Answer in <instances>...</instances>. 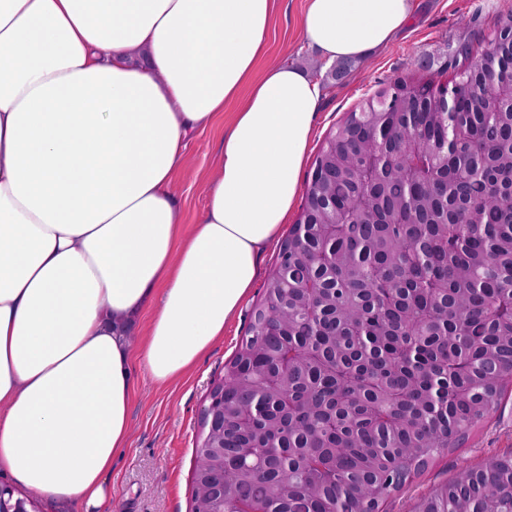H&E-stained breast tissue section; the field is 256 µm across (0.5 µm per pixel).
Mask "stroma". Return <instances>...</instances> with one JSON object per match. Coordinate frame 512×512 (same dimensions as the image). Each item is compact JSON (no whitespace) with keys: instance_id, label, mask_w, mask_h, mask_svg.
<instances>
[{"instance_id":"obj_1","label":"stroma","mask_w":512,"mask_h":512,"mask_svg":"<svg viewBox=\"0 0 512 512\" xmlns=\"http://www.w3.org/2000/svg\"><path fill=\"white\" fill-rule=\"evenodd\" d=\"M408 26L389 45L356 63L342 77L303 39L297 18L304 0H281L262 66L291 65L318 81L322 101L311 153H318L336 125L390 77L414 81L441 78L451 66V51L460 41L487 44L497 25L512 19V0H414ZM224 124L197 132L188 142L187 166L174 179L173 192L186 223H195L207 205L206 186L215 172ZM277 246L260 257L259 276L223 338L183 376L155 383L140 360L132 362L133 396L130 435L112 458L110 512H190L195 446L207 393L223 377L248 334L250 313L273 270ZM512 452V397L480 422L462 447L434 455L427 468L403 490L393 493L383 512H415L421 499L462 469Z\"/></svg>"}]
</instances>
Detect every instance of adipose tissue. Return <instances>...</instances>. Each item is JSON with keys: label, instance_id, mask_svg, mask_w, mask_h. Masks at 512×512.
Returning a JSON list of instances; mask_svg holds the SVG:
<instances>
[{"label": "adipose tissue", "instance_id": "adipose-tissue-1", "mask_svg": "<svg viewBox=\"0 0 512 512\" xmlns=\"http://www.w3.org/2000/svg\"><path fill=\"white\" fill-rule=\"evenodd\" d=\"M277 0H0V477L50 512H105L130 431L131 339L169 382L224 334L295 205L322 90L259 68ZM413 0H305L354 64ZM236 109L191 233L186 144Z\"/></svg>", "mask_w": 512, "mask_h": 512}]
</instances>
